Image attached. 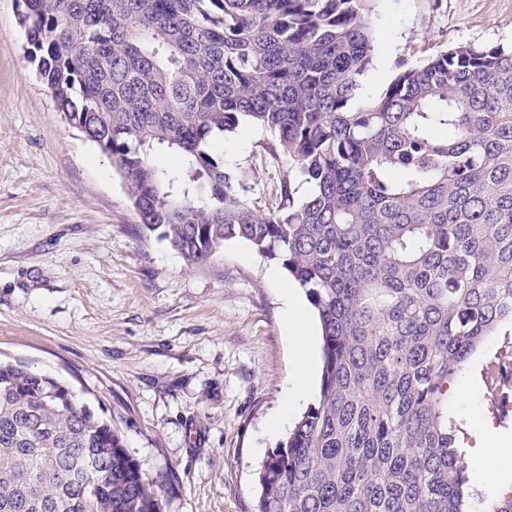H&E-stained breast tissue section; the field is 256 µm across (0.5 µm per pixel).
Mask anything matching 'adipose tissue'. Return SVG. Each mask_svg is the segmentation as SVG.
<instances>
[{
  "instance_id": "adipose-tissue-1",
  "label": "adipose tissue",
  "mask_w": 512,
  "mask_h": 512,
  "mask_svg": "<svg viewBox=\"0 0 512 512\" xmlns=\"http://www.w3.org/2000/svg\"><path fill=\"white\" fill-rule=\"evenodd\" d=\"M299 291L297 284L285 283L281 288V300L288 332L294 342L296 362L293 388L299 397L307 398L312 394L310 379L313 370V334L299 300ZM496 446V440L488 437L479 448L472 451V462L482 474L480 485L484 488H496L512 480V463L501 460L496 452Z\"/></svg>"
}]
</instances>
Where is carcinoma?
Masks as SVG:
<instances>
[{
	"instance_id": "carcinoma-1",
	"label": "carcinoma",
	"mask_w": 512,
	"mask_h": 512,
	"mask_svg": "<svg viewBox=\"0 0 512 512\" xmlns=\"http://www.w3.org/2000/svg\"><path fill=\"white\" fill-rule=\"evenodd\" d=\"M372 0H21L64 119L190 265L230 240L281 263L322 333L315 402L252 512H466L448 383L512 327V46L402 65L359 98ZM248 120L295 161L267 206L224 168ZM177 165L162 168L156 152ZM512 394V350L486 364ZM0 512H159L122 438L63 381L0 362Z\"/></svg>"
}]
</instances>
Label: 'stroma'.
Here are the masks:
<instances>
[{
    "label": "stroma",
    "mask_w": 512,
    "mask_h": 512,
    "mask_svg": "<svg viewBox=\"0 0 512 512\" xmlns=\"http://www.w3.org/2000/svg\"><path fill=\"white\" fill-rule=\"evenodd\" d=\"M372 61L362 97L399 61L458 45L512 44V0H375ZM269 132L224 138V166L266 206L290 180L291 159H267ZM277 261L228 241L188 266L143 229L127 184L57 111L17 20L0 0V359L67 383L111 424L160 491V512H249L256 472L287 432L268 425L294 372ZM499 403L477 390L448 415L476 442L481 420L512 432Z\"/></svg>",
    "instance_id": "1"
}]
</instances>
